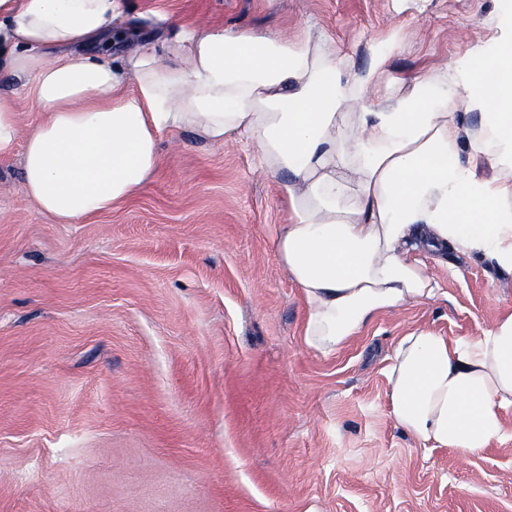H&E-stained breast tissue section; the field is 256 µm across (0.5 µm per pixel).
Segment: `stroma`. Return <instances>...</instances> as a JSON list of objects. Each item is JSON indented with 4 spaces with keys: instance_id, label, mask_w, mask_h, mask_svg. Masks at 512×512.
Instances as JSON below:
<instances>
[{
    "instance_id": "35a3bbf8",
    "label": "stroma",
    "mask_w": 512,
    "mask_h": 512,
    "mask_svg": "<svg viewBox=\"0 0 512 512\" xmlns=\"http://www.w3.org/2000/svg\"><path fill=\"white\" fill-rule=\"evenodd\" d=\"M503 0H121L126 35L74 46L123 66L165 59L178 21L311 38L354 73V106L413 78L477 70ZM153 179L74 224L0 162V512H512L508 436L464 457L396 425L386 369L401 336L480 335L512 313V273L418 249L435 300L377 315L331 355L272 246L288 173L249 141L163 133Z\"/></svg>"
}]
</instances>
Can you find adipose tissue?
Here are the masks:
<instances>
[{
    "label": "adipose tissue",
    "instance_id": "obj_1",
    "mask_svg": "<svg viewBox=\"0 0 512 512\" xmlns=\"http://www.w3.org/2000/svg\"><path fill=\"white\" fill-rule=\"evenodd\" d=\"M120 0H0V72L26 73L44 117L20 137L16 98L0 95V161L24 149L23 193L58 223L111 211L155 174L162 132L190 128L215 145L254 140L263 167L292 174V214L278 257L300 289L305 345L336 353L382 312L437 297L417 248L453 245L512 272V8L481 47L496 77L414 79L374 112L352 103L374 78L323 43L183 28L166 60L130 69L71 46L111 30ZM484 113L475 153L495 150L504 175L461 160L460 108ZM396 424L468 456L505 430L512 408V314L481 335L402 336L387 368Z\"/></svg>",
    "mask_w": 512,
    "mask_h": 512
}]
</instances>
